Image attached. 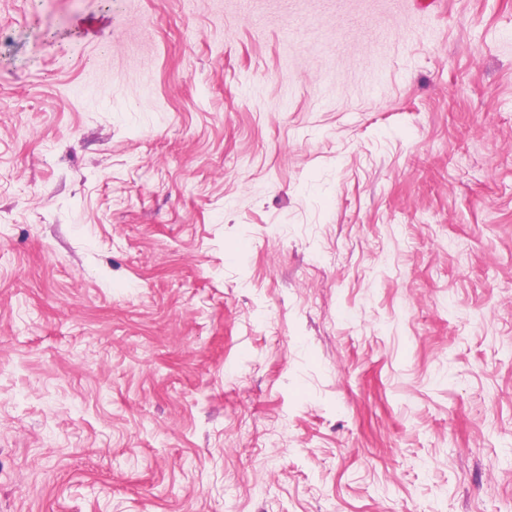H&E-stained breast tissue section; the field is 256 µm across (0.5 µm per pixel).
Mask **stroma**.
I'll return each mask as SVG.
<instances>
[{"label": "stroma", "instance_id": "obj_1", "mask_svg": "<svg viewBox=\"0 0 512 512\" xmlns=\"http://www.w3.org/2000/svg\"><path fill=\"white\" fill-rule=\"evenodd\" d=\"M0 512H512V0H0Z\"/></svg>", "mask_w": 512, "mask_h": 512}]
</instances>
